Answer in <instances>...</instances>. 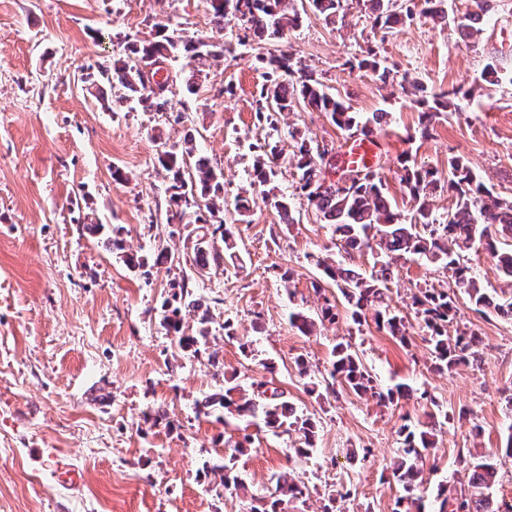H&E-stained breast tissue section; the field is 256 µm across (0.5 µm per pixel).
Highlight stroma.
<instances>
[{"instance_id": "35a3bbf8", "label": "stroma", "mask_w": 512, "mask_h": 512, "mask_svg": "<svg viewBox=\"0 0 512 512\" xmlns=\"http://www.w3.org/2000/svg\"><path fill=\"white\" fill-rule=\"evenodd\" d=\"M345 9L344 23L335 25L308 14L288 43L352 111L388 112L377 130V171L398 209L410 208L400 184L407 156L443 176L449 156L463 157L511 199L512 0H492L474 42L424 17L385 34L362 17L358 0H346ZM157 18L184 35L223 41L220 65L202 68L186 55L172 64L176 71L201 68L200 90L189 93L177 82L170 112L142 109L105 81L88 93L81 76L111 65L123 38L151 39ZM246 32L238 24L214 34L203 0H0V512H252L268 497L272 477L288 469L309 494L288 501L286 512H321L328 491L342 486L351 496L336 512H394L399 489L383 467L399 446L403 418L421 420L424 408L414 400L384 408L340 388L311 396L296 359L326 376L339 341L351 344L383 386L428 390L453 415L426 457V502L439 486L466 482L462 455L505 447L512 434V320L459 302L461 323L480 338L478 360L434 372L410 299L428 285L447 287L431 264L409 256L392 264L387 302L409 326L408 346L374 321L355 325L345 309L309 336L289 325V311L313 316L322 303L312 255L337 252L332 226L295 195L289 165L276 184L293 197L295 224H282L261 202L244 218L225 210L238 257L197 283L215 323L219 367L181 352L160 325L161 305L185 265L130 271L104 235L89 232L92 224H120L128 252L147 255L161 242L185 253L188 228L165 222L162 141L179 147L193 137L223 172L229 202L249 190L260 145L272 141L291 154L289 127L339 150L345 134L324 113L300 109L278 115L273 127L257 122L265 81L258 58L273 46L246 40ZM371 50L389 68L387 82L353 68ZM491 64L500 71L495 83L483 79ZM406 77L432 92H475L424 137L420 109L401 89ZM178 111L187 115L179 124ZM287 270L294 278L286 284ZM227 320L230 338L222 329ZM270 360L272 373L264 367ZM225 380L243 389L271 380L284 390L298 413L317 422L311 458L289 459L296 433L197 415L196 401ZM160 405L167 420L150 422ZM244 430L253 437L235 464L244 488L228 493L203 464L227 454L226 440Z\"/></svg>"}]
</instances>
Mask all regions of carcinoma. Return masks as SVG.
<instances>
[{"mask_svg": "<svg viewBox=\"0 0 512 512\" xmlns=\"http://www.w3.org/2000/svg\"><path fill=\"white\" fill-rule=\"evenodd\" d=\"M473 3L474 10L456 20L449 17L445 0H359L374 27L391 32L420 14L438 24H454L467 39L481 35L482 21L489 11V0H473ZM307 5L311 12L329 24L336 23L345 15L343 0H307ZM205 6L213 29L218 33L234 22H243L259 39L282 43L288 39V31L299 27L302 22V15L296 9L286 12V0H205ZM153 29L154 37L149 41L126 42L124 53L113 58L112 67L100 70V76L122 86L137 102L160 112L171 104L168 92L174 77L167 75L163 92L156 95L146 89L141 68L159 60L169 63L183 52L199 59L218 60L224 57V43L209 38L185 37L170 28L165 20L155 22ZM259 60L267 72L266 83L259 92L257 112L269 121L274 113L278 115L306 108L325 113L343 131L367 134L386 122L389 116L387 112H374L363 118L351 111L350 106L330 92L311 70L302 65L295 66L290 52H270ZM359 67L371 70L383 82L388 77L387 68L382 66L374 51L359 62ZM471 96L472 91L453 87L418 98L416 103L423 108L421 134H428L433 117L447 110L461 111L462 101ZM288 135L295 141L293 168L299 190L316 218L333 226L340 250L348 255L362 253L372 248L375 240L381 253L387 257L380 269L368 277L358 268L340 261L330 264L316 259V265L325 276V287L336 288L346 300L352 321L361 324L364 310L374 306L377 326L400 343H408L404 318L390 311L385 296L389 291L387 282L393 275L390 260L415 255L449 272L450 288H421L412 296V305L424 323L433 369L450 372L460 365L476 361L477 334L459 325L454 326L451 334L448 327L456 322L458 302L462 298L484 314H512V297L505 299L497 290L484 287L466 265L467 252L481 246L495 260L506 286L512 288V248H500V239L512 238V200L496 193L463 157L452 156L448 158L447 180L451 206L443 218L433 207V198L441 188L439 172L419 166L407 158L400 178L413 203L407 219L397 210L378 172L353 171L348 177L349 185L328 184L321 177L324 157L319 147L297 129L289 131ZM185 143L187 146L181 149H162L158 152L157 161L168 178L166 223L197 224L202 230L195 236L188 254L190 269L197 278H202L209 271L224 267V256L233 255L234 238L224 224L222 209L217 207V200L224 196L222 172L205 158L197 159L194 167H189L187 158L192 156L193 149L188 144L192 140L187 139ZM281 159L282 151L278 150L277 144H264L262 154L257 156L253 165V184L264 187L274 182ZM263 199L270 202L282 223H294L288 197L271 196L266 192ZM122 234L123 227H113L107 246L127 267H145L148 258L127 253ZM195 285L196 278L188 275L170 284L171 294L162 304L160 324L176 337L181 351L193 358L205 356L211 364L217 365V352L209 350V336L212 335L209 312L197 314L195 333L188 334L183 329V310L198 309ZM289 323L304 335L313 334L316 325L313 318L301 312L290 313ZM329 376L341 387L385 405L396 406L402 400L417 397L433 406V410L427 413V422L419 426H400V448L391 464L392 477L400 492L396 505L404 508V512H424L423 497L419 495L423 479L422 459L425 452L433 447L436 427L453 421L454 417L442 411L426 390L420 392L407 384L383 389L349 343L336 345ZM235 390L237 387L225 385L207 395L196 403L198 412L210 416L226 409L239 417L259 419L273 432L281 428L292 429L300 434V444L294 448L296 456L303 458L310 454L314 447L316 423L311 417L298 414L285 399L284 392L262 384L260 389L250 394L242 393L235 400L232 397ZM250 444L252 437L249 434L229 443L231 454L221 464L205 466L206 471L218 477L226 488L240 486V479L233 472L235 459ZM469 471L467 485L451 493L448 487H441L434 512H512V504L494 500L490 495L498 474L497 451L469 454ZM305 490L306 486L288 475H280L262 512H278L283 498L303 497Z\"/></svg>", "mask_w": 512, "mask_h": 512, "instance_id": "carcinoma-1", "label": "carcinoma"}]
</instances>
